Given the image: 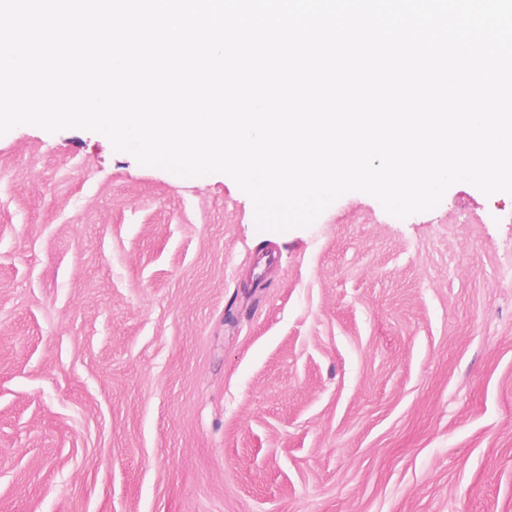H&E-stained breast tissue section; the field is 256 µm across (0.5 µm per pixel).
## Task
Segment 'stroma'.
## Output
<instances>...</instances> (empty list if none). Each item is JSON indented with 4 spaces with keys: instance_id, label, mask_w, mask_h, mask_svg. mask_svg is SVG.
<instances>
[{
    "instance_id": "stroma-1",
    "label": "stroma",
    "mask_w": 512,
    "mask_h": 512,
    "mask_svg": "<svg viewBox=\"0 0 512 512\" xmlns=\"http://www.w3.org/2000/svg\"><path fill=\"white\" fill-rule=\"evenodd\" d=\"M0 512H512V195L344 194L0 136Z\"/></svg>"
}]
</instances>
